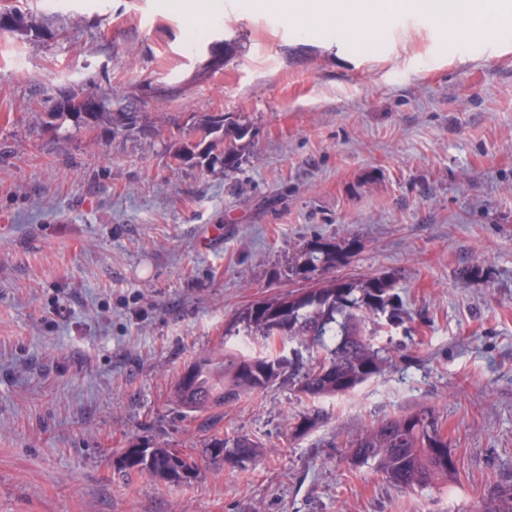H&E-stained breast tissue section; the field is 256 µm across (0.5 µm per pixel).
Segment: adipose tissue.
Segmentation results:
<instances>
[{"instance_id":"ef3b65f1","label":"adipose tissue","mask_w":512,"mask_h":512,"mask_svg":"<svg viewBox=\"0 0 512 512\" xmlns=\"http://www.w3.org/2000/svg\"><path fill=\"white\" fill-rule=\"evenodd\" d=\"M238 9L270 12L306 35L326 25L331 41L339 44L354 39L375 47L386 32L382 0H238ZM402 10L429 21L454 43L465 41L477 22L488 39L502 33L499 18L485 13L481 0H402Z\"/></svg>"}]
</instances>
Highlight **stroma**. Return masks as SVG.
Here are the masks:
<instances>
[{"instance_id": "stroma-1", "label": "stroma", "mask_w": 512, "mask_h": 512, "mask_svg": "<svg viewBox=\"0 0 512 512\" xmlns=\"http://www.w3.org/2000/svg\"><path fill=\"white\" fill-rule=\"evenodd\" d=\"M219 22L190 43L193 12ZM0 512H469L512 475V29L447 43L425 21L369 54L303 38L236 0H0ZM233 44L220 70L208 48ZM133 106L125 134L78 125L63 97ZM249 123L238 170L170 164L200 119ZM224 230L206 252L213 228ZM348 253L342 274L394 273L408 317L382 327L392 368L340 398L287 379L225 406L222 437L260 441L237 468L206 451L171 398L195 358L256 300L311 286L306 249ZM426 406L457 471L401 490L353 467L366 426ZM319 412L308 435L297 416ZM163 445L197 464L166 483L115 465Z\"/></svg>"}]
</instances>
